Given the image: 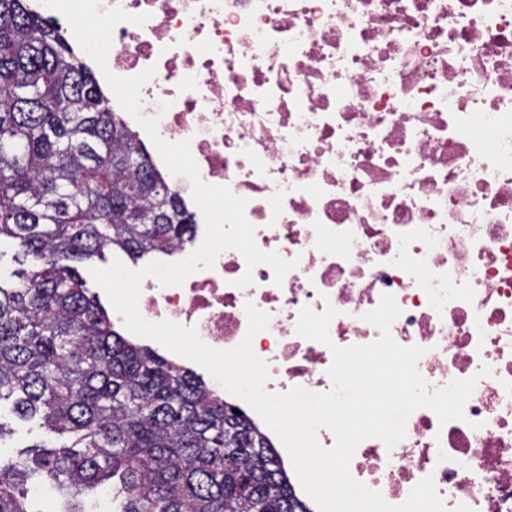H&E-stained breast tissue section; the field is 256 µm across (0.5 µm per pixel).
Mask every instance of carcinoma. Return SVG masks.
Returning a JSON list of instances; mask_svg holds the SVG:
<instances>
[{"label":"carcinoma","instance_id":"1","mask_svg":"<svg viewBox=\"0 0 512 512\" xmlns=\"http://www.w3.org/2000/svg\"><path fill=\"white\" fill-rule=\"evenodd\" d=\"M61 28L0 0V412L57 436L0 458V512H310L269 439L192 371L114 330L75 262L138 260L193 223ZM0 250L2 251L0 252V271L5 279H14L11 277L13 272L30 269L29 261H25L21 255H17L16 248L9 241L2 240Z\"/></svg>","mask_w":512,"mask_h":512}]
</instances>
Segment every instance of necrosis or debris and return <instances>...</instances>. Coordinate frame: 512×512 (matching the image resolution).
Instances as JSON below:
<instances>
[{"instance_id": "4bbe7bcc", "label": "necrosis or debris", "mask_w": 512, "mask_h": 512, "mask_svg": "<svg viewBox=\"0 0 512 512\" xmlns=\"http://www.w3.org/2000/svg\"><path fill=\"white\" fill-rule=\"evenodd\" d=\"M102 7L148 19L116 25L97 83L155 67L143 115L246 199L261 250L296 263L278 284L229 249L183 285L143 279L140 314L230 349L253 304L270 316L252 341L266 391L323 393L331 345L377 340L364 315L393 295L390 333L423 347L428 389L479 381L463 419L420 408L393 448L362 441L352 477L393 505L429 476L448 512H512V0ZM329 304L331 345L299 336L300 310Z\"/></svg>"}]
</instances>
